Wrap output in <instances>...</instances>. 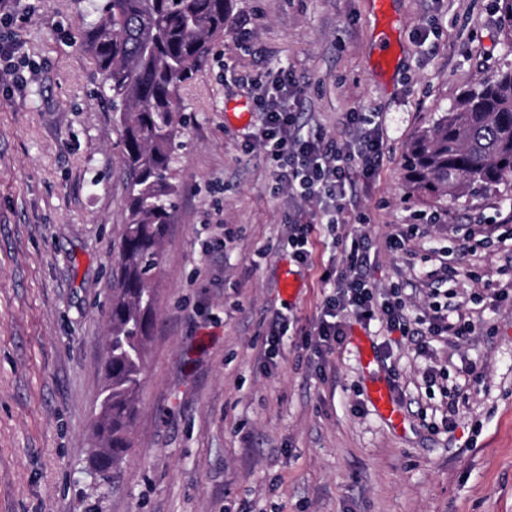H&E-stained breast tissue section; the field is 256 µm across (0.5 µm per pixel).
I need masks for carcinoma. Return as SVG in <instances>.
<instances>
[{
	"label": "carcinoma",
	"instance_id": "cac0c4a2",
	"mask_svg": "<svg viewBox=\"0 0 512 512\" xmlns=\"http://www.w3.org/2000/svg\"><path fill=\"white\" fill-rule=\"evenodd\" d=\"M88 47L100 96L116 112L127 224L112 264L105 385L91 460L104 473L131 448L155 312L160 246L180 186L173 181L184 105L178 98L226 32L229 0H96ZM407 181L448 202L512 174V70L479 82L411 141Z\"/></svg>",
	"mask_w": 512,
	"mask_h": 512
}]
</instances>
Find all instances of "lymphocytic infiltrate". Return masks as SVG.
<instances>
[{
  "label": "lymphocytic infiltrate",
  "instance_id": "obj_1",
  "mask_svg": "<svg viewBox=\"0 0 512 512\" xmlns=\"http://www.w3.org/2000/svg\"><path fill=\"white\" fill-rule=\"evenodd\" d=\"M258 137L270 148L277 180L288 185L300 200L318 199L331 215V224H338L345 210L346 186L350 172L360 168L370 176L383 149L379 128H364L360 113L346 115L348 125L356 127L353 148L345 149L335 140L316 134L307 138L297 132V115L287 103L265 97ZM371 261L367 251L353 249L345 265L334 271L336 291L322 307L317 325L318 342L333 349L343 341L342 317L352 315L369 323L379 322L387 332H400L404 337L451 336L462 340L470 336L474 324L465 317L450 320L449 305L434 303L420 314H411L400 291L381 292L368 281L366 269Z\"/></svg>",
  "mask_w": 512,
  "mask_h": 512
}]
</instances>
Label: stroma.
Masks as SVG:
<instances>
[{
    "label": "stroma",
    "mask_w": 512,
    "mask_h": 512,
    "mask_svg": "<svg viewBox=\"0 0 512 512\" xmlns=\"http://www.w3.org/2000/svg\"><path fill=\"white\" fill-rule=\"evenodd\" d=\"M29 2L16 31L26 82L0 86V512H512V299L486 293L512 282V176L445 206L405 179L418 132L512 69V16L495 0H388L383 20L374 0H232L224 41L180 89L182 196L132 446L102 474L90 448L126 222L120 133L84 42L92 0ZM384 38L396 54L381 64ZM281 67L301 88L290 100L301 136L350 141L353 111L384 134L347 226L316 225L306 264L286 246L296 203L251 141ZM471 224L499 231L446 285L476 326L470 339L435 341L427 361L350 315L342 344L317 349L332 292L322 276L345 264L353 238L370 248L371 284L423 309L429 275ZM404 227V249H390ZM287 271L301 285L291 298ZM357 336L376 352L366 370ZM377 380L393 386L401 426L369 404Z\"/></svg>",
    "instance_id": "1"
}]
</instances>
